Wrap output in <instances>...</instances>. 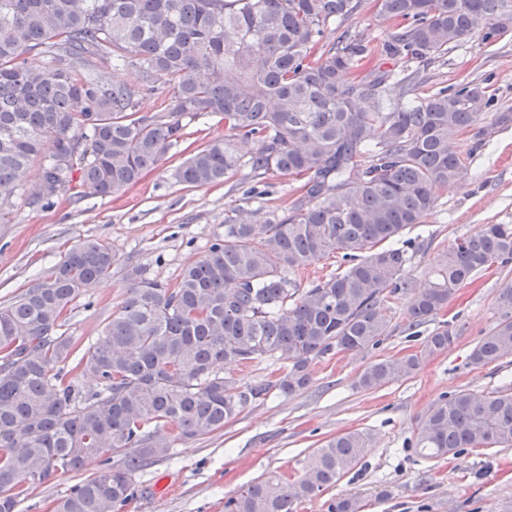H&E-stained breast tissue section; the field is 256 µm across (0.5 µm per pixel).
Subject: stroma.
Returning <instances> with one entry per match:
<instances>
[{
    "label": "stroma",
    "mask_w": 512,
    "mask_h": 512,
    "mask_svg": "<svg viewBox=\"0 0 512 512\" xmlns=\"http://www.w3.org/2000/svg\"><path fill=\"white\" fill-rule=\"evenodd\" d=\"M419 69L426 78L421 92L473 81L512 106V29L492 43L473 36ZM185 132V141L172 146L158 168L118 193L84 199L68 194L46 208L16 202L0 218V305L12 302L74 245L100 241L117 264L76 301L65 325L67 335L84 344L99 342L123 300L127 265L148 267L157 280L173 282L223 236L224 212L239 198L241 184L262 189L254 204L267 210L287 208L297 196L298 182L246 167L213 186L177 183L173 169L190 151L223 135L224 126L213 118L195 120ZM457 149L469 156L466 179L442 191L436 208L408 232L417 243L408 275L418 284L434 277L456 238L486 224H512V126L498 129L479 149L462 136ZM511 280L512 267L494 268L460 288L440 315L456 327V338L408 378L360 391L354 382L368 355H328L312 362V380L297 394L268 395L248 404L223 431L175 442L170 458L137 474L136 494L123 512H224L225 498L243 485L272 471H299L306 454L353 429L371 436L364 458L298 512H327L332 499L354 495L363 512H512V447L434 460L408 448L418 422L440 398L512 387V357L481 368L469 361L496 319L498 288ZM409 302L403 294L383 303L390 334L377 355L403 356L433 331L430 323L409 328Z\"/></svg>",
    "instance_id": "1"
}]
</instances>
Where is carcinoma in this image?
I'll use <instances>...</instances> for the list:
<instances>
[{
  "label": "carcinoma",
  "instance_id": "1",
  "mask_svg": "<svg viewBox=\"0 0 512 512\" xmlns=\"http://www.w3.org/2000/svg\"><path fill=\"white\" fill-rule=\"evenodd\" d=\"M362 0H0V215L19 195L30 207L75 188L99 196L136 184L184 138L186 118L219 116L224 136L193 151L173 176L206 187L248 165L301 183L282 211L249 208L251 186L224 216V238L172 283L129 265L125 296L104 341L79 355L61 332L73 302L112 274L103 243L74 245L50 272L0 305V512L19 492L59 474L98 468L53 500L48 512H121L133 477L170 457V444L224 429L273 390L292 396L311 382L313 361L363 354L388 336L380 305L414 292L409 327L435 321L479 273L512 264V224H487L457 239L434 278L407 275L405 231L436 208L439 192L468 171L456 149L482 126L495 98L473 82L427 96L415 71L401 78L373 63L425 62L480 34L508 31L512 0H374L390 23L381 48L327 33ZM36 53L53 78L27 65ZM135 71L149 90L172 88L165 108L142 114L140 90L101 69ZM398 79L399 98L387 96ZM250 143L248 152L242 144ZM43 162L40 181L23 183ZM344 268L310 288L299 272L329 254ZM497 318L469 355L477 367L512 356V282L496 294ZM442 322L419 350L369 362L355 386L377 390L407 378L448 349ZM288 367L248 385L224 365L249 368L275 356ZM92 380L83 391L73 369ZM368 434L351 430L307 455L302 473L272 472L243 486L224 512H298L362 460ZM415 450L429 460L475 448L512 447V389L438 400L419 421ZM338 498L328 512H361Z\"/></svg>",
  "mask_w": 512,
  "mask_h": 512
}]
</instances>
